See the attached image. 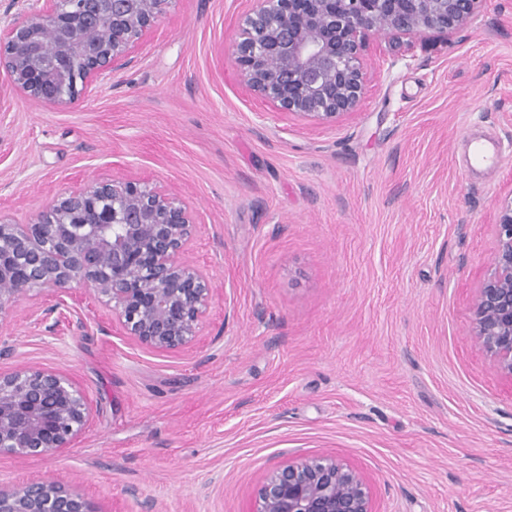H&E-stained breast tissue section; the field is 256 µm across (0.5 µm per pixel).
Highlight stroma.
<instances>
[{
    "label": "stroma",
    "mask_w": 512,
    "mask_h": 512,
    "mask_svg": "<svg viewBox=\"0 0 512 512\" xmlns=\"http://www.w3.org/2000/svg\"><path fill=\"white\" fill-rule=\"evenodd\" d=\"M251 0H172L131 62L66 106L0 98V214L28 224L103 177L177 192L217 291L201 341L153 353L89 291L20 298L0 371L70 374L91 421L62 452L0 457L90 512H254L268 472L332 456L374 512H512V379L471 334L512 190V0L467 27L379 34L367 94L310 125L256 97L232 44ZM474 134L506 148L462 173Z\"/></svg>",
    "instance_id": "35a3bbf8"
}]
</instances>
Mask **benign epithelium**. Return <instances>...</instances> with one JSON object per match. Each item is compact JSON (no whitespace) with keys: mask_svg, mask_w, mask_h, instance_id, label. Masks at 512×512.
<instances>
[{"mask_svg":"<svg viewBox=\"0 0 512 512\" xmlns=\"http://www.w3.org/2000/svg\"><path fill=\"white\" fill-rule=\"evenodd\" d=\"M172 0H44L0 34L8 85L68 105L131 62ZM483 0H254L236 33L238 73L261 99L312 125L357 110L369 39L466 26ZM491 272L475 288L472 335L512 379V191L496 202ZM197 224L185 201L150 180L102 178L58 196L32 224L0 215V318L20 296L85 288L119 329L162 354L195 347L213 280L189 257ZM91 417L80 385L61 370L0 371V456L26 459L74 446ZM0 512H89L57 481L0 487ZM255 512H372L363 477L331 456L272 469Z\"/></svg>","mask_w":512,"mask_h":512,"instance_id":"1","label":"benign epithelium"}]
</instances>
